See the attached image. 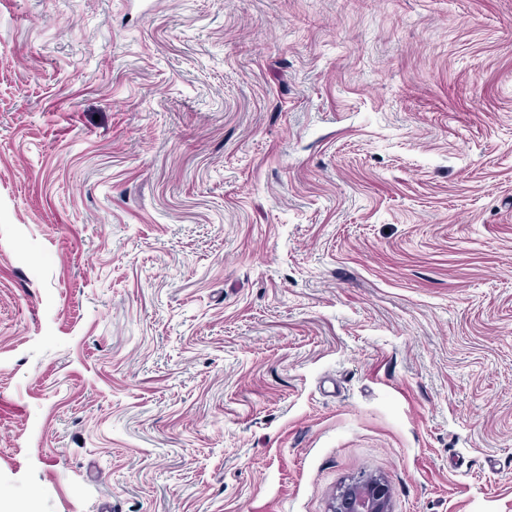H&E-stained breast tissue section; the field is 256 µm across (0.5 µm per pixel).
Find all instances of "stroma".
Here are the masks:
<instances>
[{"instance_id": "obj_1", "label": "stroma", "mask_w": 512, "mask_h": 512, "mask_svg": "<svg viewBox=\"0 0 512 512\" xmlns=\"http://www.w3.org/2000/svg\"><path fill=\"white\" fill-rule=\"evenodd\" d=\"M512 512V0H0V512ZM330 512H391V491L385 479L363 474L345 484L331 502Z\"/></svg>"}]
</instances>
